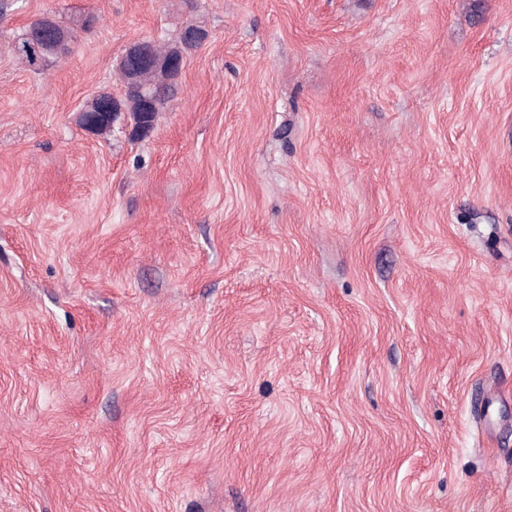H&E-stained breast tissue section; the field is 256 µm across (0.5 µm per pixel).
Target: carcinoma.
Returning <instances> with one entry per match:
<instances>
[{
  "instance_id": "carcinoma-1",
  "label": "carcinoma",
  "mask_w": 512,
  "mask_h": 512,
  "mask_svg": "<svg viewBox=\"0 0 512 512\" xmlns=\"http://www.w3.org/2000/svg\"><path fill=\"white\" fill-rule=\"evenodd\" d=\"M74 38V30L62 20L54 19L42 36L20 35L15 51L31 65L36 66L50 58L66 53L67 45ZM124 95L120 99L122 109L126 110L131 124L135 127L151 125L157 113L165 107L176 87L175 78L166 65L161 64L144 71L134 84L123 83ZM150 96L155 111H146L144 96Z\"/></svg>"
}]
</instances>
